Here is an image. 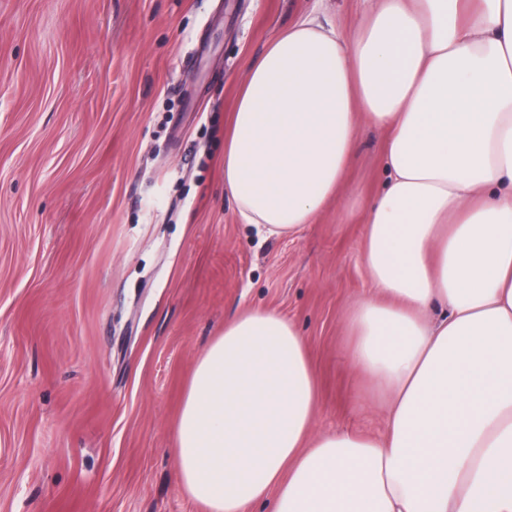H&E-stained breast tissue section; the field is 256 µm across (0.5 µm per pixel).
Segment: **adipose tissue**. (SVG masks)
<instances>
[{
    "instance_id": "1",
    "label": "adipose tissue",
    "mask_w": 512,
    "mask_h": 512,
    "mask_svg": "<svg viewBox=\"0 0 512 512\" xmlns=\"http://www.w3.org/2000/svg\"><path fill=\"white\" fill-rule=\"evenodd\" d=\"M345 32L299 18L251 64L224 188L271 235L337 195L360 126L387 134L367 205L371 292L348 360L380 434L315 430L295 325L245 308L199 356L175 427L208 512H512V0H364Z\"/></svg>"
}]
</instances>
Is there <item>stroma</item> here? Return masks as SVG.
<instances>
[{"label":"stroma","mask_w":512,"mask_h":512,"mask_svg":"<svg viewBox=\"0 0 512 512\" xmlns=\"http://www.w3.org/2000/svg\"><path fill=\"white\" fill-rule=\"evenodd\" d=\"M363 0H0V512H206L174 426L196 359L245 307L304 336L321 432L376 433L346 317L385 134L290 237L243 223L224 133L249 64Z\"/></svg>","instance_id":"1"}]
</instances>
